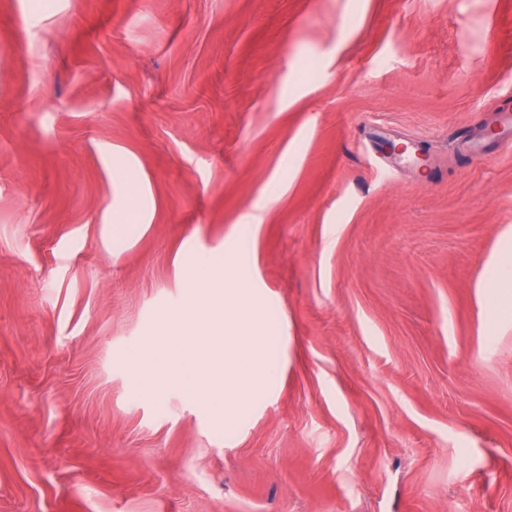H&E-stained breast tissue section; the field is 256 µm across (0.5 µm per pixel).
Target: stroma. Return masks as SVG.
Segmentation results:
<instances>
[{"instance_id":"obj_1","label":"stroma","mask_w":512,"mask_h":512,"mask_svg":"<svg viewBox=\"0 0 512 512\" xmlns=\"http://www.w3.org/2000/svg\"><path fill=\"white\" fill-rule=\"evenodd\" d=\"M509 97L512 0H0V512H512ZM202 253L240 421L138 360Z\"/></svg>"}]
</instances>
